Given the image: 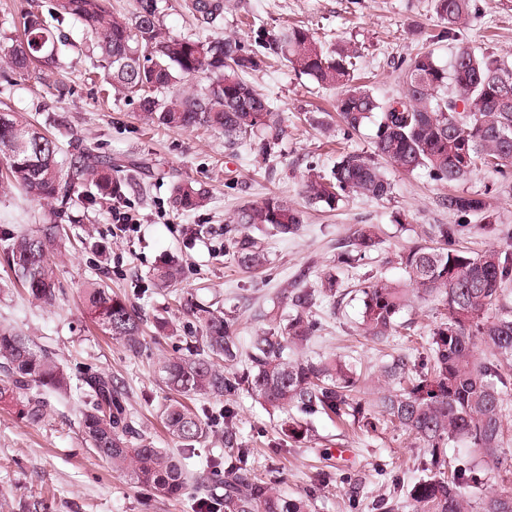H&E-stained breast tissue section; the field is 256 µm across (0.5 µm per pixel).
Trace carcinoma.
<instances>
[{"label": "carcinoma", "mask_w": 512, "mask_h": 512, "mask_svg": "<svg viewBox=\"0 0 512 512\" xmlns=\"http://www.w3.org/2000/svg\"><path fill=\"white\" fill-rule=\"evenodd\" d=\"M160 0H132L126 16L116 17L105 0H50L47 11L30 9L11 20L15 35L4 53L9 72L0 79L42 67L63 70L70 49H84L96 58L94 70L136 104L145 124L173 129L206 128L224 134V145L256 144L263 157L274 153L283 136L282 121L268 98L244 79L275 55L295 73L322 88L338 90L336 112L343 139L363 124L377 120L372 155L343 152L330 175L309 165L302 194L311 205L333 209L350 197L381 200L392 183L381 162L404 173L427 171L434 182L453 185L485 166L508 177L512 171V63L493 51L457 43L450 66L441 65L433 50L403 61V90L380 100L354 75L358 50L350 44L325 47L301 25H286L246 44L236 36H172L163 32ZM440 23L431 41L453 39L475 12L474 0H434ZM185 8L197 26L215 29L231 10V0H187ZM82 33L83 44L68 38L65 28ZM204 75L208 85L173 92L177 83ZM455 95H448V86ZM24 114L0 112V163L8 185L44 203L40 229L3 240L0 248L30 298L44 306L59 297L57 260L68 234L60 224L83 220L91 209L121 198L125 181L114 175L119 165L94 143L70 142L66 159L49 128ZM209 203L208 191L191 180L173 185L176 210L190 212ZM458 218L453 226L432 224L426 244L398 255L406 281L365 279L362 334L384 342L404 325L399 314L416 299L441 304L439 321L428 341L429 355L417 363L405 353H392L378 366L372 381L375 399H355L359 375L353 365L334 355L317 359L288 352L306 345L322 329L314 318L317 299L346 297L341 274L354 269L375 250L379 239L371 224H357L337 246L336 258L322 270L314 288L286 289L272 307L260 311L263 328L242 347L237 340V309L217 302L195 305L184 296L181 268L170 259L158 266L154 279L189 308L202 335L158 363L171 390L182 397L208 395L225 399L226 457L207 461L196 476L186 464L195 444L205 441L208 424L179 400L161 408L180 452L157 448L134 426L121 386L112 377L85 379L88 401L82 411L85 441L114 472L128 475L141 488L144 502L179 499L194 491L197 512H309L304 497L286 498L253 468V449L233 438L231 397L245 390L273 412L294 409L302 417L352 418L369 434L400 428L423 443L435 473L409 493L408 512H512V492L483 489L485 467L500 463L505 445V396L512 391V307L506 288L512 285V250L489 248L473 255L460 246L470 233L471 217L479 228L506 240L512 230L495 223L478 194L450 193L439 201ZM226 222L227 249L236 264L257 271L268 264L258 238L250 230L270 229L294 235L304 212L277 197L243 206ZM83 303L95 323L132 353L146 348L142 317L124 297L112 293L102 279L83 290ZM0 405L14 406L19 416L38 424L47 415V396L71 389V377L55 353L33 339L0 329ZM460 443L466 454L446 467L445 449ZM401 488L374 503L377 512H397Z\"/></svg>", "instance_id": "obj_1"}]
</instances>
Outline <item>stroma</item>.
Segmentation results:
<instances>
[{
    "mask_svg": "<svg viewBox=\"0 0 512 512\" xmlns=\"http://www.w3.org/2000/svg\"><path fill=\"white\" fill-rule=\"evenodd\" d=\"M237 3L224 15L223 33L251 42L257 35L295 23L313 29L326 45L349 41L359 51L358 74L382 98L398 95L401 89L397 60L423 51L427 35L439 30L432 0ZM474 4L476 14L461 30V38L512 60V0H474ZM70 62V68L60 73L14 75L6 101L29 118L36 106H45L62 120L63 139H87L98 144L103 154L120 160L125 166L121 177L128 185L118 207L135 223L121 232L111 212L92 210L84 223L73 225L71 242L58 266L61 294L51 307L30 302L0 260V328L22 332L49 347L72 379L91 373L112 376L124 387L140 432L157 447L174 448L178 442L160 419V409L172 393L157 368L174 342L157 333L154 324L168 322L175 336H197L201 329L172 305L165 287L153 283L154 269L164 259L177 257L183 265L181 286L195 303L236 306L238 337L245 343L261 327L259 310L271 306L281 288L294 283L314 286L350 229L374 224L379 228L378 247L346 276L349 293L343 301L319 302L314 316L324 328L299 353L344 355L364 375L380 365L385 354L423 352L439 319L437 301H415L399 316L407 332L374 343L358 329L362 302L357 287L367 278L403 279L399 252L421 243L423 228L454 223V216L437 205L449 189L422 170L411 174L391 170L387 176L393 189L379 201L351 198L329 210L305 206L301 196L308 164L327 172L337 150L372 154L375 122H366L348 141L337 130H321L316 120L322 113L335 112L336 90L319 88L278 63L247 76L283 120L282 142L274 154L263 158L247 145L227 149L222 134L202 128H147L123 96L101 98L82 81L89 59L75 55ZM180 179L210 189L207 208L191 214L174 209L172 185ZM451 190L484 195L498 223L512 228V180L503 181L482 169ZM272 194L305 206V224L290 238L260 233L270 266L264 273H249L224 252L225 220L237 208ZM42 213V205L22 191L0 190L1 232L34 231ZM97 278L125 295L147 319L149 348L142 355H131L111 340L85 310L81 291ZM189 405L212 424L208 439L197 447L198 457L225 455L224 423L217 418L222 401L199 395ZM232 405L236 439L253 448L256 472L279 494L310 496V512H374V501L393 485L408 490L430 476L422 463V448L403 430L365 435L357 427L314 415L303 418L301 436L291 439L282 433V414L269 412L249 393L240 392ZM84 406L82 390L72 388L66 397L51 399L45 420L31 425L0 405V490L6 493L0 512H34V502L43 498L53 500L54 512H192L188 496L144 510L137 484L112 472L87 448L81 427ZM340 448L348 450V458L337 457ZM325 471L332 478L321 488L317 482Z\"/></svg>",
    "mask_w": 512,
    "mask_h": 512,
    "instance_id": "35a3bbf8",
    "label": "stroma"
}]
</instances>
